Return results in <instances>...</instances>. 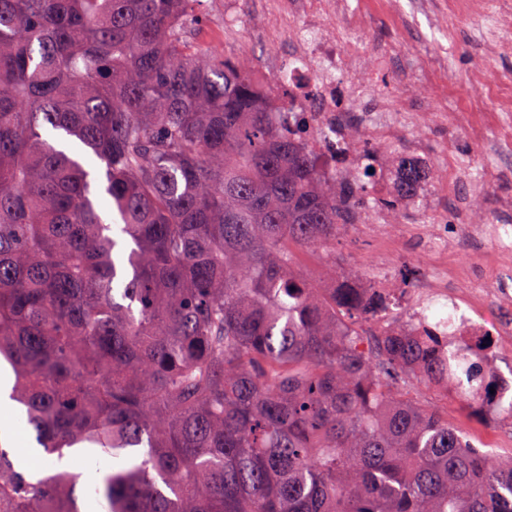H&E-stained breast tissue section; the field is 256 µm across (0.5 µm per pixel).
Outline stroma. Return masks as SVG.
Returning a JSON list of instances; mask_svg holds the SVG:
<instances>
[{
    "mask_svg": "<svg viewBox=\"0 0 512 512\" xmlns=\"http://www.w3.org/2000/svg\"><path fill=\"white\" fill-rule=\"evenodd\" d=\"M243 16L242 33L237 47L227 48L215 44L214 39L223 23L220 0H202L203 22L196 27L193 38L200 44L212 47L214 53L232 58H243L250 72L261 74L270 57L285 56L287 40L265 41L260 20L255 10V0H238ZM424 13H413L410 0H400L396 6L404 23H396L381 7V0H350L353 10H371L368 43L374 51H382L395 42L402 43L406 53L392 73L383 75L394 94L409 93L412 111L425 112L430 108L429 94L439 95L443 106L450 112L478 109L482 112L501 111L503 102L512 89L504 86L476 88L471 80L475 68V49L482 37L491 35L497 10V0H485L484 10L476 14L467 10L458 12L455 20H447L448 0H424ZM448 56L447 66L436 62L437 52ZM454 157L457 165L469 171L467 179L456 182L448 195L427 197L424 201L404 208L398 228L400 259L426 268L433 257L420 254L406 230L410 224L428 223L433 213L453 219L462 205L480 207L492 221L512 224V211H504V202L512 200V176L492 183L484 195L473 193L472 175H481L497 168L499 161L493 155L481 154L471 146L465 136L448 141L440 130H433L429 157L435 167H442L447 157ZM375 244L369 238L342 228L336 235V268L350 273L364 268ZM418 395L436 406L448 417V423L479 448L506 454L512 452V440L495 431V423L476 415L473 405L462 403L454 392L442 388L418 387Z\"/></svg>",
    "mask_w": 512,
    "mask_h": 512,
    "instance_id": "obj_1",
    "label": "stroma"
}]
</instances>
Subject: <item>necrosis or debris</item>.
<instances>
[{"label":"necrosis or debris","instance_id":"4bbe7bcc","mask_svg":"<svg viewBox=\"0 0 512 512\" xmlns=\"http://www.w3.org/2000/svg\"><path fill=\"white\" fill-rule=\"evenodd\" d=\"M333 15L340 16L342 28L330 33L324 19ZM263 27L270 41L286 34L293 44L288 59L269 64L268 81L277 90L269 107L276 113L306 114L309 143L318 150L328 181L342 187L352 180L362 160V144L387 153L406 139L418 149L435 123L485 149L487 119L479 112H438L430 123L407 120L403 101L381 92L376 83L377 74L391 72L394 62L402 59V47L395 43L384 52L368 51L365 17L349 11L345 0H288L286 6L264 11ZM336 201L378 245L372 266L377 285L408 288L418 296V303L404 308L407 324L427 320L431 304L449 308V386L461 389L458 362L463 359L481 365L490 379L492 391L481 398L484 407L511 398L512 374L498 370L493 360L503 345H512V336L494 326L491 313L512 310V225L474 223L465 209L457 212L454 229L439 223L419 225L420 248L438 262L424 271L412 265L402 270L396 263L398 212L357 205L342 191ZM463 237L489 245L480 268L448 264L449 253Z\"/></svg>","mask_w":512,"mask_h":512}]
</instances>
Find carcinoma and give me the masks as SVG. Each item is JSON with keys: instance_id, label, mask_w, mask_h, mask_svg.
<instances>
[{"instance_id": "1", "label": "carcinoma", "mask_w": 512, "mask_h": 512, "mask_svg": "<svg viewBox=\"0 0 512 512\" xmlns=\"http://www.w3.org/2000/svg\"><path fill=\"white\" fill-rule=\"evenodd\" d=\"M200 2L0 0V358L47 471L0 447V512H82L50 459L87 444L141 450L94 489L106 512H512V452L411 392L448 377L447 339L298 271L343 224L336 185L188 37Z\"/></svg>"}]
</instances>
